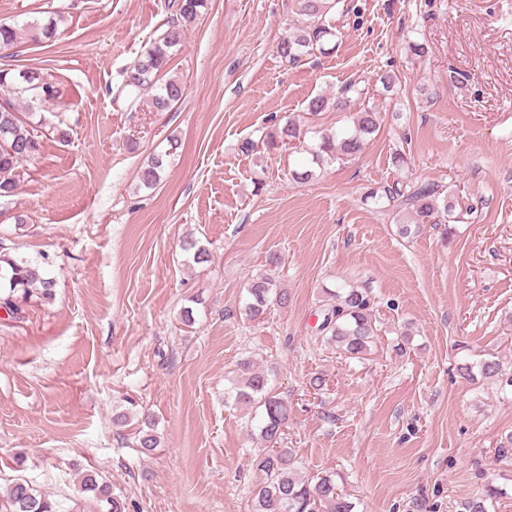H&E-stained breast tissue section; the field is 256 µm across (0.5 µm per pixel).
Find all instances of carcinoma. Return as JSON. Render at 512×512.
<instances>
[{"label": "carcinoma", "mask_w": 512, "mask_h": 512, "mask_svg": "<svg viewBox=\"0 0 512 512\" xmlns=\"http://www.w3.org/2000/svg\"><path fill=\"white\" fill-rule=\"evenodd\" d=\"M208 0H170V19L162 24L161 34L151 39L134 62L126 69L119 92L137 98L144 91H154L151 107L157 112H167L178 103L184 88L179 79L165 78L174 49L187 38L190 27L207 7ZM298 24L278 44L281 58L295 64L303 57L323 54L326 46L338 37L336 5L341 0H293ZM57 12L46 19L17 23L0 22V48L11 49L27 34L34 43H51L59 36ZM0 91L7 93L6 102L11 111H0V198L14 193L25 174V164L38 155L42 142L32 140L37 126L28 113L19 110L16 101L24 99L30 103L46 102L59 96V89L52 76L41 68L14 64H0ZM368 88L351 80L332 95H317L310 99L306 114L317 116L332 109L343 112L353 100L368 99V103L350 117V127L336 132L324 133L319 143L309 150L311 162L329 165L351 159L365 149L374 134L379 131L381 113L373 98L367 97ZM301 140L299 122L290 120L283 126L265 134L259 142L245 139L240 144L244 154L259 148L279 149ZM164 160L161 156L151 158L142 168L140 180L151 188L160 180ZM370 197L381 206L405 216L408 221L399 225L398 233L408 237L417 233L425 224H444L445 233H452V225L464 222L472 208L449 199L443 186L435 182L394 181L370 192ZM182 250L195 264L208 260L205 247L194 239H187ZM8 281L6 289L0 290V308L13 320L24 318V306L31 300L49 303L55 295V280L47 276L44 266L38 261L0 253V281ZM248 300L244 314L251 321L264 318L269 306L288 300L285 291L276 281L262 274L252 280L247 288ZM330 302L322 309L323 320L319 331L322 339L350 358L365 355L378 336L376 320L372 316L374 300L368 289L343 282L328 292ZM468 376L478 371L485 379H494L501 388H512V373L503 376L500 362L485 359L462 367ZM224 400L246 408L257 421L261 440L272 445L258 460V467L266 475V481L254 493L252 512H353V503L337 492L335 481L320 477L315 483L303 481L296 476V460L291 449L275 448L288 425L290 409L288 403L273 393L268 374L257 363L246 358L238 363L231 387L224 393ZM142 428L138 431L139 447L152 450L159 445L154 434V423L149 415L142 417ZM77 492L108 506L107 512H125V502L112 493V484L99 473L87 470L81 473ZM499 496L497 488L486 487L480 496L467 501L462 512H488L487 503ZM0 512H61L58 504L42 493L31 482L18 478L0 497Z\"/></svg>", "instance_id": "cac0c4a2"}]
</instances>
